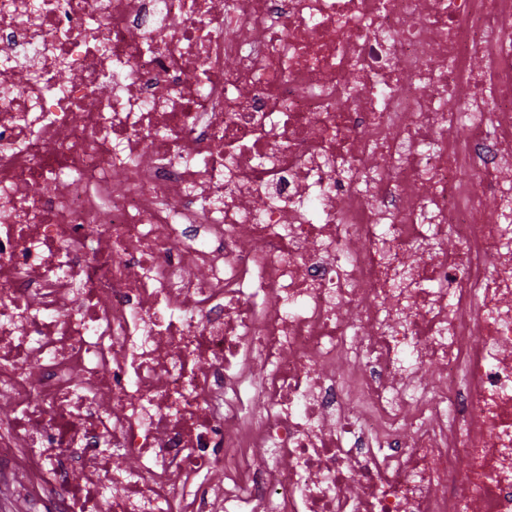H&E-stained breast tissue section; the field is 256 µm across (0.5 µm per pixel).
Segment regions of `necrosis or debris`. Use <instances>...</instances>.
Instances as JSON below:
<instances>
[{"label": "necrosis or debris", "instance_id": "obj_1", "mask_svg": "<svg viewBox=\"0 0 512 512\" xmlns=\"http://www.w3.org/2000/svg\"><path fill=\"white\" fill-rule=\"evenodd\" d=\"M0 80L60 512H512V0H0Z\"/></svg>", "mask_w": 512, "mask_h": 512}]
</instances>
